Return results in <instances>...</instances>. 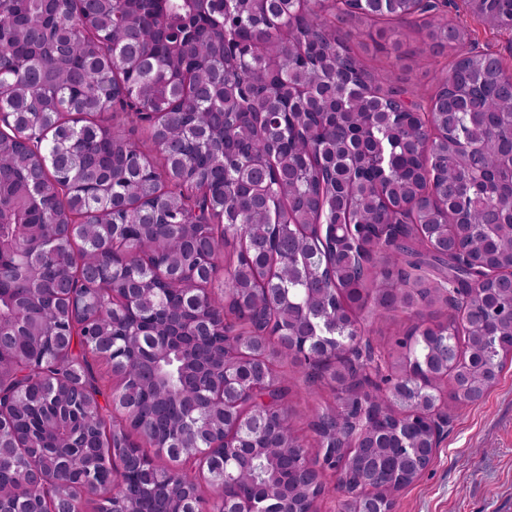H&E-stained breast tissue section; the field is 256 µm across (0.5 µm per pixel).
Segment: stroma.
Masks as SVG:
<instances>
[{
  "instance_id": "1",
  "label": "stroma",
  "mask_w": 512,
  "mask_h": 512,
  "mask_svg": "<svg viewBox=\"0 0 512 512\" xmlns=\"http://www.w3.org/2000/svg\"><path fill=\"white\" fill-rule=\"evenodd\" d=\"M444 16L464 29L465 49L493 52L512 69V30L491 28L472 12L452 6ZM400 37L406 49L403 58L390 51H372L365 54L364 62L382 75L409 74L416 99L428 101L452 57L421 51L417 29H401ZM292 388L293 419L312 454L316 442L306 419L320 404L335 403V393L327 385L307 387L298 376ZM392 512H512L511 362L480 401L458 405L453 411L433 464L397 494Z\"/></svg>"
}]
</instances>
